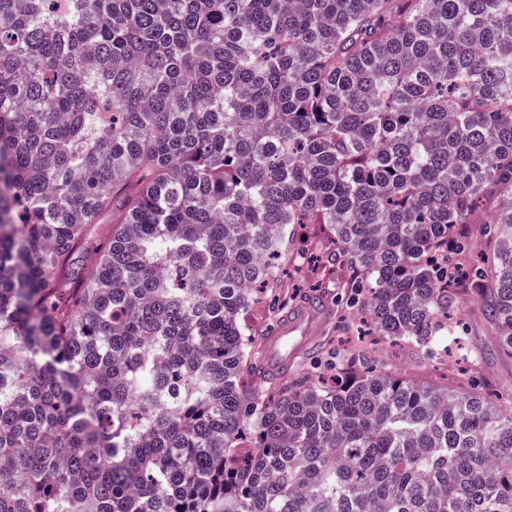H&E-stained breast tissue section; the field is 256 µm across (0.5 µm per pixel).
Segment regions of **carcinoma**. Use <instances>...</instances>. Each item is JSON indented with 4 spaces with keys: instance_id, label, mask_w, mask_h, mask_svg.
I'll return each instance as SVG.
<instances>
[{
    "instance_id": "obj_1",
    "label": "carcinoma",
    "mask_w": 512,
    "mask_h": 512,
    "mask_svg": "<svg viewBox=\"0 0 512 512\" xmlns=\"http://www.w3.org/2000/svg\"><path fill=\"white\" fill-rule=\"evenodd\" d=\"M302 224L372 335L475 296L512 359V0H0V512H512V406L263 369Z\"/></svg>"
}]
</instances>
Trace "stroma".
I'll list each match as a JSON object with an SVG mask.
<instances>
[{
	"label": "stroma",
	"instance_id": "obj_1",
	"mask_svg": "<svg viewBox=\"0 0 512 512\" xmlns=\"http://www.w3.org/2000/svg\"><path fill=\"white\" fill-rule=\"evenodd\" d=\"M296 237L304 254L283 262L280 285L287 293L322 298L325 315L311 345L318 352H330L339 340L354 333L358 316L356 311L337 307L336 297L343 292V278L330 272L327 257L314 240L313 228H297ZM457 319L464 323L465 332L457 340L450 336L439 338L433 358L413 353L409 345L387 342L378 345L373 356L383 360L395 374L420 384H447L462 392L477 384L502 400L512 399V361L500 354L482 303L471 297L462 298Z\"/></svg>",
	"mask_w": 512,
	"mask_h": 512
}]
</instances>
